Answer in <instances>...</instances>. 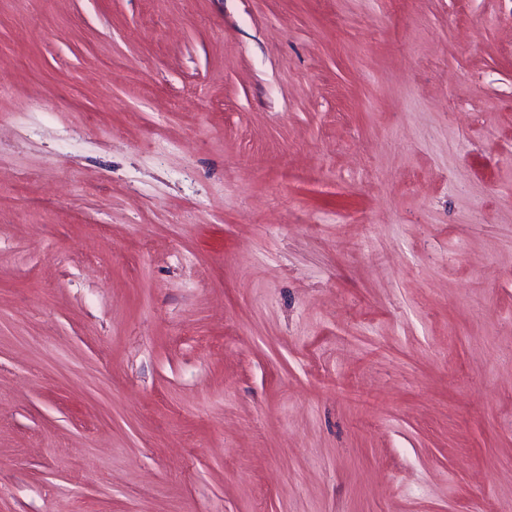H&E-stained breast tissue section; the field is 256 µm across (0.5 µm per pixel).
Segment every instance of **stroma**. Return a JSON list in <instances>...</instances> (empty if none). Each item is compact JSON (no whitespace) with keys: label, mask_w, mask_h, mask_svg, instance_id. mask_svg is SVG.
Segmentation results:
<instances>
[{"label":"stroma","mask_w":512,"mask_h":512,"mask_svg":"<svg viewBox=\"0 0 512 512\" xmlns=\"http://www.w3.org/2000/svg\"><path fill=\"white\" fill-rule=\"evenodd\" d=\"M0 117V512H512V0H0Z\"/></svg>","instance_id":"obj_1"}]
</instances>
